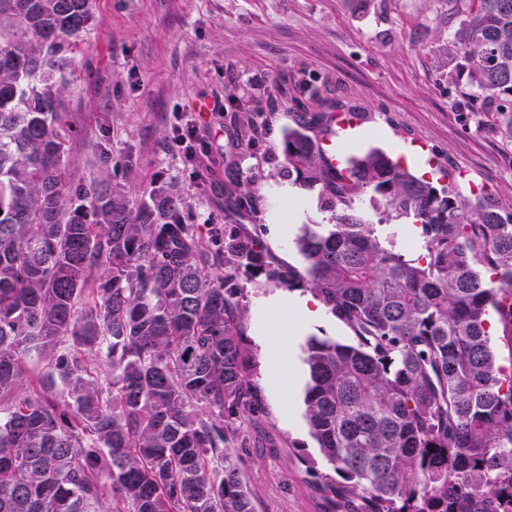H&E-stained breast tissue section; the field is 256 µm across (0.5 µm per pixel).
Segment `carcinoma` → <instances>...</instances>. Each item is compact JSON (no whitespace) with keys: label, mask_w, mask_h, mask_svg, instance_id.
<instances>
[{"label":"carcinoma","mask_w":512,"mask_h":512,"mask_svg":"<svg viewBox=\"0 0 512 512\" xmlns=\"http://www.w3.org/2000/svg\"><path fill=\"white\" fill-rule=\"evenodd\" d=\"M443 2L448 76L512 141V0ZM92 20L93 0H0V512H255L224 428L249 393L243 272L311 290L352 333L305 357L310 434L347 512H512V204L380 150L335 168V116L298 112L278 175L319 187L328 223L304 225L298 266L220 226L214 255L165 186L137 204L67 177L59 94ZM402 218L423 264L377 233Z\"/></svg>","instance_id":"1"}]
</instances>
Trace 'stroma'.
I'll use <instances>...</instances> for the list:
<instances>
[{
    "instance_id": "stroma-1",
    "label": "stroma",
    "mask_w": 512,
    "mask_h": 512,
    "mask_svg": "<svg viewBox=\"0 0 512 512\" xmlns=\"http://www.w3.org/2000/svg\"><path fill=\"white\" fill-rule=\"evenodd\" d=\"M94 13L61 92L73 179L104 172L140 201L163 178L187 203L184 223L242 229L295 265L302 225L327 221L316 190L274 186L283 129L302 104L363 113L360 149L410 152L420 171L439 158L512 203V145L483 101L449 78L456 49L438 0H371L366 10L348 0H95ZM199 100L221 108L199 116L190 160L178 129ZM240 285L250 398L225 422L256 512H339L305 417L304 359L309 337L344 341L350 331L328 314L301 326L286 420L255 318L280 325L292 292L247 275Z\"/></svg>"
}]
</instances>
